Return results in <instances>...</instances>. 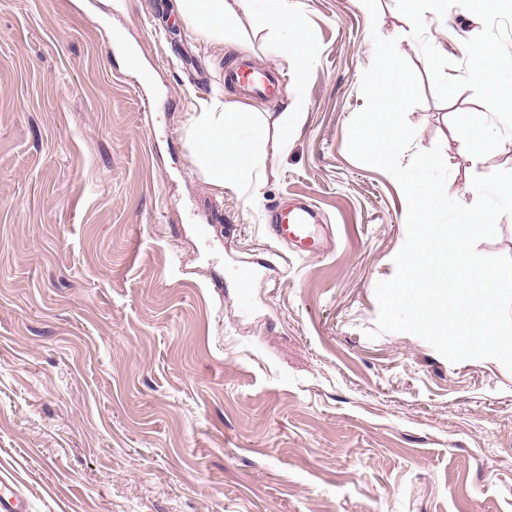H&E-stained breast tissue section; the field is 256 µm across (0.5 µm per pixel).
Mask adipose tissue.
<instances>
[{
  "label": "adipose tissue",
  "mask_w": 512,
  "mask_h": 512,
  "mask_svg": "<svg viewBox=\"0 0 512 512\" xmlns=\"http://www.w3.org/2000/svg\"><path fill=\"white\" fill-rule=\"evenodd\" d=\"M187 28L224 44L235 43L241 16L255 14L273 30L291 29L293 43L308 49L311 35L290 0H175ZM194 165L219 190L258 193L267 126L258 113L215 93L199 101L188 124Z\"/></svg>",
  "instance_id": "obj_1"
}]
</instances>
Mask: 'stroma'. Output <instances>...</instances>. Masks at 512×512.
<instances>
[{"mask_svg": "<svg viewBox=\"0 0 512 512\" xmlns=\"http://www.w3.org/2000/svg\"><path fill=\"white\" fill-rule=\"evenodd\" d=\"M378 2L374 21L291 0L313 43L297 85L255 15L232 49L174 0H0V472L27 512H512V372L365 335L406 227L395 179L347 150L375 22L422 86L403 160L441 145L469 205L473 175L512 170V127L482 152L468 135L512 102L488 88L512 72V0H436L418 26ZM240 57L280 79L248 102L270 126L307 102L254 200L210 186L186 137ZM287 199L332 248L259 269L242 310L228 272L263 259ZM305 110L306 103L300 94H296L289 105L288 102L285 104L281 117L282 131L284 136H288L289 127H291L292 129L300 128L303 120V113H305Z\"/></svg>", "mask_w": 512, "mask_h": 512, "instance_id": "obj_1", "label": "stroma"}]
</instances>
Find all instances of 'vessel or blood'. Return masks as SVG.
<instances>
[{"instance_id":"1","label":"vessel or blood","mask_w":512,"mask_h":512,"mask_svg":"<svg viewBox=\"0 0 512 512\" xmlns=\"http://www.w3.org/2000/svg\"><path fill=\"white\" fill-rule=\"evenodd\" d=\"M224 84L244 97H260L275 101L281 92L278 78L251 58H241L224 67ZM268 233L276 243L289 247L299 257L324 254L329 248L313 222L311 206L294 209L278 207L271 212ZM26 502L8 477L0 476V512H26Z\"/></svg>"}]
</instances>
